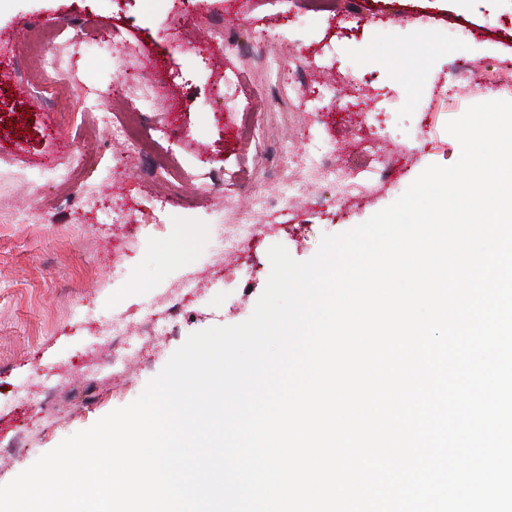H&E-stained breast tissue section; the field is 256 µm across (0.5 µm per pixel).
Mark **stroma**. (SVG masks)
<instances>
[{"label": "stroma", "mask_w": 512, "mask_h": 512, "mask_svg": "<svg viewBox=\"0 0 512 512\" xmlns=\"http://www.w3.org/2000/svg\"><path fill=\"white\" fill-rule=\"evenodd\" d=\"M209 16L232 41L243 43L264 30L287 77L297 56L317 59L308 88L333 83L318 103L258 96L263 70L224 48L222 56L189 52L212 31L185 0H0V62L21 58L33 20L55 24L60 35L49 47L74 83L91 80L100 99L126 73L167 80L179 103L178 130L161 131L160 104H139L146 126L157 129L163 153L180 162L184 194L154 223V182L132 176L119 191L126 221L116 224L100 204L82 209L60 204L52 166L71 157L82 172L74 194H96L124 170L119 144L89 142L80 123L90 105L75 97L61 104L0 86V110L22 121L0 123V485L12 481L65 438L89 429L110 412L136 400L192 333L247 320L271 271L268 251L282 245L298 262L311 259L322 236L347 232L397 200L430 165L449 166L461 147L446 130L468 107L512 95V0H351L353 18L318 0H206ZM182 14L185 47L164 32ZM84 23L86 67L65 23ZM122 28L127 49L121 61L104 55L112 31ZM468 29L458 39L459 29ZM245 74L238 98L225 102L224 73ZM378 121L360 129L365 112ZM266 126L273 148L294 155L349 146L354 168L339 165L336 177L357 183L349 199L333 186L313 184L303 203L277 212L243 252L233 278L213 259L214 226L230 200L241 201L262 146L244 138L247 126ZM392 166L393 178L379 173ZM210 187L213 198L197 193ZM41 211L23 223L15 216L31 200ZM122 253L123 272L113 268ZM190 273L205 286L197 300L165 316L159 345L142 350L130 377L99 384L100 400L85 403L84 359L100 323L138 314L156 295ZM147 289L133 293L135 284ZM70 385L55 388L56 377Z\"/></svg>", "instance_id": "obj_1"}]
</instances>
